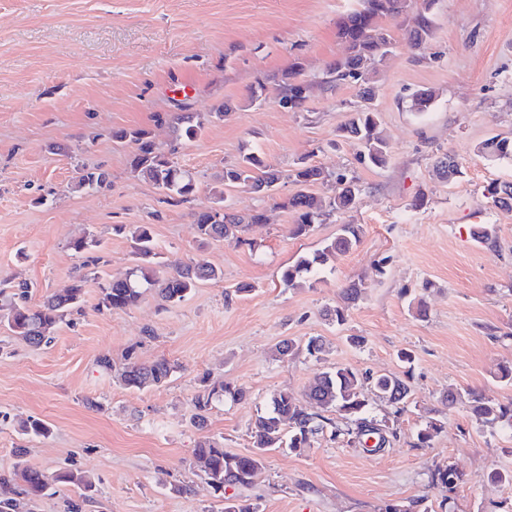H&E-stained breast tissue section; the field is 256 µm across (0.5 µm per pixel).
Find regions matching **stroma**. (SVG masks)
Segmentation results:
<instances>
[{"mask_svg": "<svg viewBox=\"0 0 512 512\" xmlns=\"http://www.w3.org/2000/svg\"><path fill=\"white\" fill-rule=\"evenodd\" d=\"M360 0H0V310L19 284L38 306L85 278L78 312L35 346L0 323V474L27 451L28 466L52 475L77 470L92 490L57 484L20 496L18 512H224L228 500L256 512H381L425 499L430 512H512V486L492 481L512 471V430L476 421L469 404L448 407V391L485 393L512 403V212L492 205L487 187L512 182V159L481 153L491 137L512 139V0H437L433 31L412 48L400 21L383 17L395 46L374 79L373 108L391 147L385 166L360 159L340 129L360 104L353 85H317L346 54L337 23ZM313 79L304 111L279 106L275 82L293 63ZM265 82V100L249 90ZM433 94L428 111L411 106ZM224 120H211L223 105ZM191 112L204 127L181 140L173 115ZM143 129L196 183L190 202L162 203L134 172L135 149L120 131ZM255 151L280 171L298 161L321 167L311 191L336 193L334 177L355 178L354 207L294 233L277 203L297 192L282 179L273 198L246 186L225 188L227 167ZM455 157L446 180L435 161ZM108 183L79 188L85 171ZM226 194L239 215L264 210L242 244L201 241L195 213ZM423 207H414L416 196ZM149 225L158 269L192 262L223 277L185 300L147 291L127 309L100 307V286L133 267L131 232ZM361 228V242L328 260L314 285L286 286L280 270L322 248L340 225ZM492 228L491 242L473 237ZM93 240L75 252V239ZM250 285L247 293L238 292ZM361 297L346 304L344 291ZM426 316H418L416 302ZM345 307L336 323L330 310ZM363 337L362 345L351 342ZM318 338L322 351L305 344ZM296 353L279 358L283 339ZM412 352L411 368L398 361ZM111 354L114 367L97 364ZM165 359L176 370L161 386H125L126 360ZM408 375L406 407L394 448L371 455L318 437L310 447L265 454L252 484L214 491L195 464L210 439L230 453L251 449L250 431L271 395L304 398L335 366ZM244 388L239 402H214L204 428L191 421L201 376ZM50 433L22 432L27 419ZM442 428L425 448L416 433L428 419ZM452 464L462 480L449 495L429 485L432 461Z\"/></svg>", "mask_w": 512, "mask_h": 512, "instance_id": "35a3bbf8", "label": "stroma"}]
</instances>
